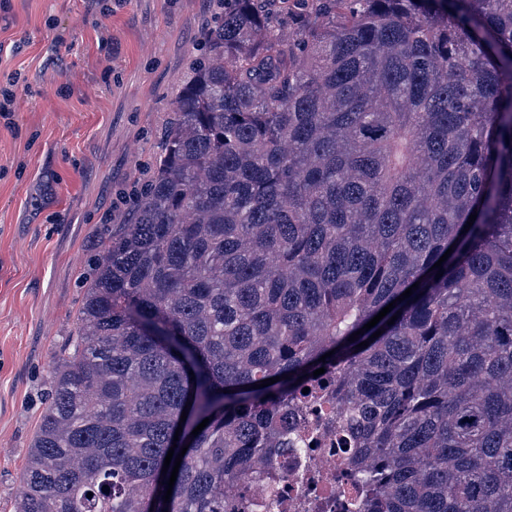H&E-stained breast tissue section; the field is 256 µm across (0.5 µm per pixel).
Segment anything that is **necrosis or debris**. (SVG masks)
<instances>
[{
  "mask_svg": "<svg viewBox=\"0 0 512 512\" xmlns=\"http://www.w3.org/2000/svg\"><path fill=\"white\" fill-rule=\"evenodd\" d=\"M302 442L279 449L272 474H259L246 512H346V458L336 448V421L310 405L288 419Z\"/></svg>",
  "mask_w": 512,
  "mask_h": 512,
  "instance_id": "necrosis-or-debris-1",
  "label": "necrosis or debris"
}]
</instances>
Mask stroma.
Instances as JSON below:
<instances>
[{"label": "stroma", "instance_id": "obj_1", "mask_svg": "<svg viewBox=\"0 0 512 512\" xmlns=\"http://www.w3.org/2000/svg\"><path fill=\"white\" fill-rule=\"evenodd\" d=\"M216 0H0V512L107 225L128 223Z\"/></svg>", "mask_w": 512, "mask_h": 512}]
</instances>
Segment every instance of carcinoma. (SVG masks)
I'll list each match as a JSON object with an SVG mask.
<instances>
[{
	"label": "carcinoma",
	"mask_w": 512,
	"mask_h": 512,
	"mask_svg": "<svg viewBox=\"0 0 512 512\" xmlns=\"http://www.w3.org/2000/svg\"><path fill=\"white\" fill-rule=\"evenodd\" d=\"M165 139L14 512H226L300 400L358 512H512V0H223Z\"/></svg>",
	"instance_id": "cac0c4a2"
}]
</instances>
